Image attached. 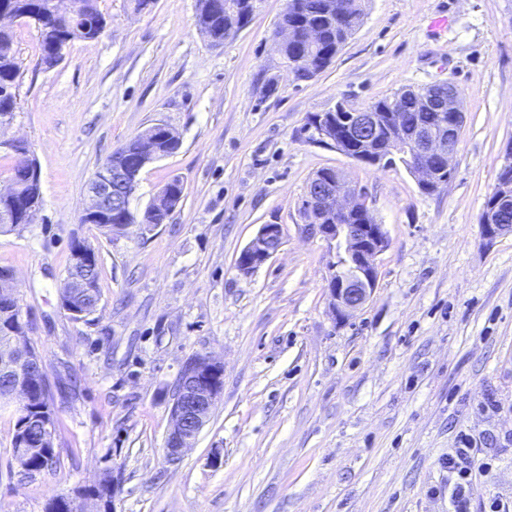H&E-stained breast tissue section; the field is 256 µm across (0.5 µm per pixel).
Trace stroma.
<instances>
[{"mask_svg":"<svg viewBox=\"0 0 512 512\" xmlns=\"http://www.w3.org/2000/svg\"><path fill=\"white\" fill-rule=\"evenodd\" d=\"M195 3L136 13L98 0L104 33L50 69L35 27L11 25L18 108L0 138L30 145L44 206L0 233V266L43 354L59 463L17 482L15 408L0 404V512H45L109 471L114 512H452L442 461L463 446L472 467H492L468 512H512V234L488 240L479 225L512 150V0H364L362 24L307 81L274 49L286 0H257L217 48ZM441 15L447 29H432ZM441 82L460 91L464 123L453 175L431 194L403 165L355 162L306 126L339 102L361 110ZM158 122L181 144L142 170L131 208L177 178L169 220L114 238L80 223L100 165ZM323 168L366 190L389 239L376 291L344 321L326 291L336 247L304 229ZM264 224L282 225L283 245L240 275ZM75 241L99 256L86 321L59 299ZM197 355L221 362L223 391L172 463V385Z\"/></svg>","mask_w":512,"mask_h":512,"instance_id":"1","label":"stroma"}]
</instances>
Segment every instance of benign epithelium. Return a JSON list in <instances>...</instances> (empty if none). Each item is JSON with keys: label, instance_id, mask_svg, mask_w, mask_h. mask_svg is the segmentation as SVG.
<instances>
[{"label": "benign epithelium", "instance_id": "7a95c632", "mask_svg": "<svg viewBox=\"0 0 512 512\" xmlns=\"http://www.w3.org/2000/svg\"><path fill=\"white\" fill-rule=\"evenodd\" d=\"M460 93L451 84L428 87L424 98L427 112L410 114L404 111L405 99L395 98L386 111L361 110L350 114L344 130L331 126V118L323 113L313 115L315 134L324 144L347 154L356 150L363 162L380 163L373 145L382 131L402 132L404 124L413 120L412 136L406 143L390 139L386 146L401 148L409 154V171L417 176L422 192L433 193L443 183L438 175L450 170V161L458 150L459 131L464 115L459 104ZM0 149L19 157V165L28 175L37 173L28 143L21 139L0 140ZM160 158L155 139L147 135L140 142L134 165L107 162L96 172L87 186L88 204L81 216L102 220L100 230H112L117 235L130 227L129 212L124 205L113 201V191L121 188L127 196L136 190L131 172L133 167H144ZM512 204V152L498 173L496 193L485 204L480 223L486 238L493 239L503 232L512 233L511 224H502V215ZM303 210L310 215L305 230L336 244V271L327 280L330 307L343 320L362 308L378 286V256L388 246L384 225L380 224L367 202L363 189L347 182L340 173L333 174L308 189ZM34 208L27 203L23 185L14 178L0 187V223L19 224L29 220ZM359 217L356 224H339L342 216ZM283 243L280 224H263L256 236L239 253L236 266L240 274L248 276L265 265L278 253ZM29 361L23 347L6 349L0 353V376L10 380L19 377L23 365ZM222 366L207 356H195L182 367L178 386L172 396V429L166 439L167 457L179 459L183 449L190 447L209 420L215 402L222 392ZM32 449H15L14 460L18 474L32 480L39 471L27 470L25 462Z\"/></svg>", "mask_w": 512, "mask_h": 512}]
</instances>
